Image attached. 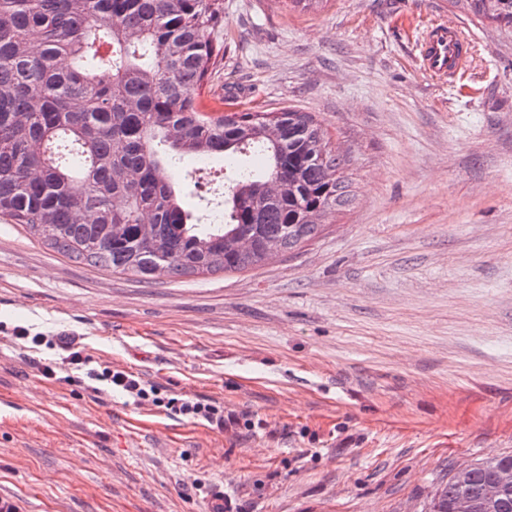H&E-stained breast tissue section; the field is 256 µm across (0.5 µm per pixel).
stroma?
Masks as SVG:
<instances>
[{
    "label": "stroma",
    "mask_w": 512,
    "mask_h": 512,
    "mask_svg": "<svg viewBox=\"0 0 512 512\" xmlns=\"http://www.w3.org/2000/svg\"><path fill=\"white\" fill-rule=\"evenodd\" d=\"M436 24L466 72L417 61ZM211 110L293 108L345 154L349 201L242 273L98 271L0 218V497L23 512H427L512 454V30L452 0H224ZM223 403L219 429L92 393L46 347Z\"/></svg>",
    "instance_id": "1"
}]
</instances>
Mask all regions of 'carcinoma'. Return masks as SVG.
Segmentation results:
<instances>
[{"instance_id":"obj_1","label":"carcinoma","mask_w":512,"mask_h":512,"mask_svg":"<svg viewBox=\"0 0 512 512\" xmlns=\"http://www.w3.org/2000/svg\"><path fill=\"white\" fill-rule=\"evenodd\" d=\"M512 28V0H466ZM224 0H0V217L52 251L153 281L243 272L314 238L348 201L309 112L203 110L199 91L224 44ZM258 153L265 169L224 183V223L186 209V157ZM253 246L237 251L233 241ZM512 454L459 468L428 512H512V485L488 497Z\"/></svg>"}]
</instances>
